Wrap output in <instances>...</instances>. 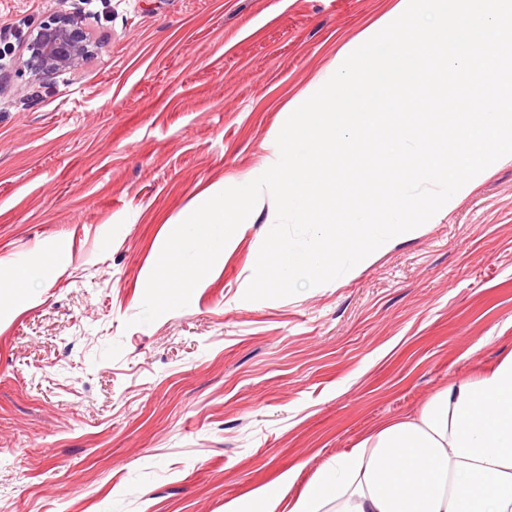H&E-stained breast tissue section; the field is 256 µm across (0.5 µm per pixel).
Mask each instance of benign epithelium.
Here are the masks:
<instances>
[{"label": "benign epithelium", "instance_id": "7a95c632", "mask_svg": "<svg viewBox=\"0 0 512 512\" xmlns=\"http://www.w3.org/2000/svg\"><path fill=\"white\" fill-rule=\"evenodd\" d=\"M89 53L90 40L78 20L61 12L33 29L22 46V63L33 77L49 81L77 68Z\"/></svg>", "mask_w": 512, "mask_h": 512}]
</instances>
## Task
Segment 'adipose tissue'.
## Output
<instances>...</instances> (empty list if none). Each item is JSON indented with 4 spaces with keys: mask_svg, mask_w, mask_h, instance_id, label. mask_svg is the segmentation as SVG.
I'll return each instance as SVG.
<instances>
[{
    "mask_svg": "<svg viewBox=\"0 0 512 512\" xmlns=\"http://www.w3.org/2000/svg\"><path fill=\"white\" fill-rule=\"evenodd\" d=\"M298 475L289 468L224 512H512V353L387 421L287 497Z\"/></svg>",
    "mask_w": 512,
    "mask_h": 512,
    "instance_id": "obj_1",
    "label": "adipose tissue"
}]
</instances>
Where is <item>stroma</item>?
I'll return each instance as SVG.
<instances>
[{"label":"stroma","mask_w":512,"mask_h":512,"mask_svg":"<svg viewBox=\"0 0 512 512\" xmlns=\"http://www.w3.org/2000/svg\"><path fill=\"white\" fill-rule=\"evenodd\" d=\"M389 0H0V512H224L512 352V159L334 281L244 300L257 205L188 306L138 325L184 208L261 167L295 94ZM95 52L20 63L46 15ZM59 263L52 280L17 266Z\"/></svg>","instance_id":"obj_1"}]
</instances>
